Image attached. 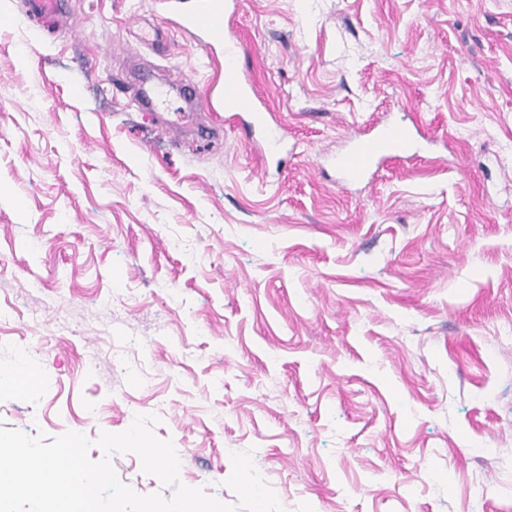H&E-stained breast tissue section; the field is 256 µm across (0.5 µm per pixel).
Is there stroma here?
Listing matches in <instances>:
<instances>
[{
	"label": "stroma",
	"mask_w": 512,
	"mask_h": 512,
	"mask_svg": "<svg viewBox=\"0 0 512 512\" xmlns=\"http://www.w3.org/2000/svg\"><path fill=\"white\" fill-rule=\"evenodd\" d=\"M194 3L0 0V425L97 461L157 415L225 503L249 450L286 512H512V0H240L278 166L198 100ZM379 120L418 157L323 172Z\"/></svg>",
	"instance_id": "35a3bbf8"
}]
</instances>
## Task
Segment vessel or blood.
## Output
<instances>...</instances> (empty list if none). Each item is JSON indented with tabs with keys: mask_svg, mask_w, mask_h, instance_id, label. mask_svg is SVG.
I'll list each match as a JSON object with an SVG mask.
<instances>
[{
	"mask_svg": "<svg viewBox=\"0 0 512 512\" xmlns=\"http://www.w3.org/2000/svg\"><path fill=\"white\" fill-rule=\"evenodd\" d=\"M239 0H196L190 13L177 18L178 28L195 37L204 50H224V79L221 84L208 85L204 97L212 112L231 113L233 120L242 122L252 133L261 136L264 151H276L288 138L285 125L273 118L253 82L244 61L248 51L230 21L236 14ZM413 132L388 124L353 143L347 150L332 156L331 168L340 181L347 184L368 182L373 174L389 161L414 156Z\"/></svg>",
	"mask_w": 512,
	"mask_h": 512,
	"instance_id": "1",
	"label": "vessel or blood"
}]
</instances>
